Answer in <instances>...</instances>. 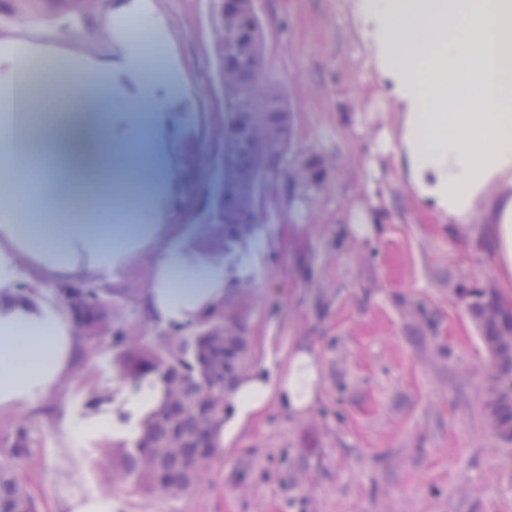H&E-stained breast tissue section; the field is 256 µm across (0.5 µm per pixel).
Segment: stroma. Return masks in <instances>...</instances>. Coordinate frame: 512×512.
I'll return each mask as SVG.
<instances>
[{"instance_id":"35a3bbf8","label":"stroma","mask_w":512,"mask_h":512,"mask_svg":"<svg viewBox=\"0 0 512 512\" xmlns=\"http://www.w3.org/2000/svg\"><path fill=\"white\" fill-rule=\"evenodd\" d=\"M360 0H255L263 24L264 88L288 107L287 152L276 158L274 204L253 235L244 273L224 292V320L249 339L244 373L288 370L301 350L314 356L316 401L301 413L268 403L227 430L199 489L171 495L108 482L112 427L88 430L113 413L117 350L87 344L57 394L0 416V438L27 425L34 444L20 473L40 512H67L73 500L99 499L109 512H512V450L485 428L489 361L459 285L496 282L479 242L457 239L418 202L393 157L369 188L371 142L398 125L404 107L376 79L373 27ZM18 0H0V57L26 41L46 55L55 94L80 66L112 64L114 99L126 115L141 77L127 68L123 35L98 18L149 17L163 56L184 90L165 88L163 135L181 173L176 201L154 202L167 224L205 223L212 204L196 155L215 150L212 129L225 116L212 38L216 0H84L79 36L51 20L55 0H40L48 23L21 28ZM99 44L88 54V44ZM314 182L303 179L306 170ZM382 209L370 237L348 229L359 213ZM149 260L133 259L97 281L104 297L141 296Z\"/></svg>"}]
</instances>
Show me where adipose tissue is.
<instances>
[{
	"mask_svg": "<svg viewBox=\"0 0 512 512\" xmlns=\"http://www.w3.org/2000/svg\"><path fill=\"white\" fill-rule=\"evenodd\" d=\"M360 8L379 28V77L405 105L398 135L382 133L374 152L397 153L422 207L462 239H487L512 299V194L495 223L469 221L492 186L512 191V0H361ZM123 51L143 69L125 122L112 112L108 69L71 74L70 95L95 93L77 114L13 97L15 73L0 76L10 98L0 114V415L65 383L85 348L64 306L20 291L22 267L50 281H95L147 250L152 277L139 309L149 325H187L224 305L223 264L186 261L197 227L155 223L149 207L178 186L155 143V89L180 94L182 74L146 64L138 43ZM315 379L306 351L282 375L252 372L230 396L235 423L272 401L291 411L313 404Z\"/></svg>",
	"mask_w": 512,
	"mask_h": 512,
	"instance_id": "obj_1",
	"label": "adipose tissue"
}]
</instances>
